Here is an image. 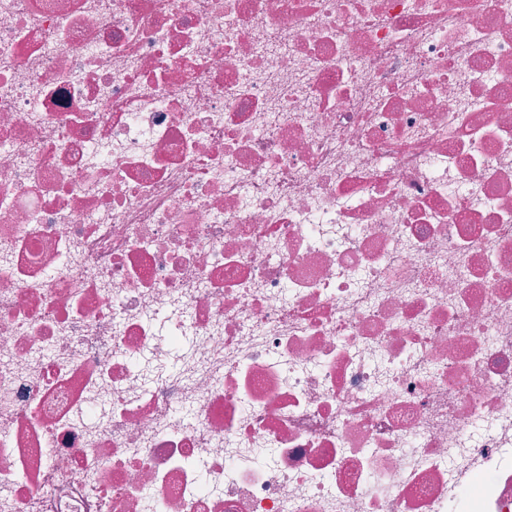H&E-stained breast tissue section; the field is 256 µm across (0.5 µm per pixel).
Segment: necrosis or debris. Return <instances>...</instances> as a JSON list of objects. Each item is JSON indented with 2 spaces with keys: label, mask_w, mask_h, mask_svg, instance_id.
<instances>
[{
  "label": "necrosis or debris",
  "mask_w": 512,
  "mask_h": 512,
  "mask_svg": "<svg viewBox=\"0 0 512 512\" xmlns=\"http://www.w3.org/2000/svg\"><path fill=\"white\" fill-rule=\"evenodd\" d=\"M0 512H512V0H0Z\"/></svg>",
  "instance_id": "4bbe7bcc"
}]
</instances>
